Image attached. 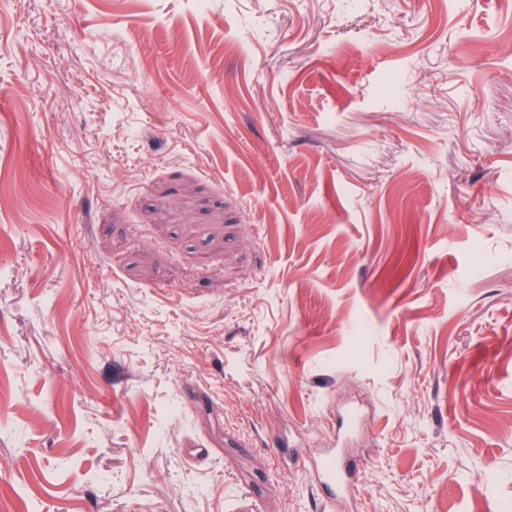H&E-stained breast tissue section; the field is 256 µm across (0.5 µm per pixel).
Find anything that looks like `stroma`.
Masks as SVG:
<instances>
[{"mask_svg":"<svg viewBox=\"0 0 512 512\" xmlns=\"http://www.w3.org/2000/svg\"><path fill=\"white\" fill-rule=\"evenodd\" d=\"M512 8L0 0V512L512 506ZM315 477L332 491V498L326 500L329 509L336 507V495L342 502L345 494L352 493L356 488L355 473L336 448H324V456L316 466Z\"/></svg>","mask_w":512,"mask_h":512,"instance_id":"35a3bbf8","label":"stroma"}]
</instances>
